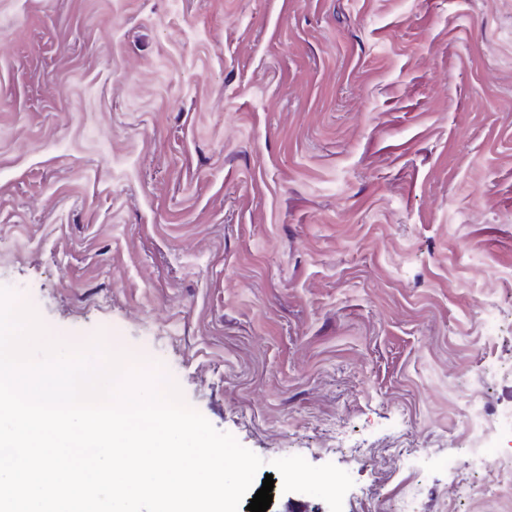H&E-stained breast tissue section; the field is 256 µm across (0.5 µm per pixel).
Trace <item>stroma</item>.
<instances>
[{
	"label": "stroma",
	"mask_w": 512,
	"mask_h": 512,
	"mask_svg": "<svg viewBox=\"0 0 512 512\" xmlns=\"http://www.w3.org/2000/svg\"><path fill=\"white\" fill-rule=\"evenodd\" d=\"M506 271L512 0H0V286L162 370L269 512H512L449 494ZM420 495L421 484L418 481L405 483L392 505V512H416V503Z\"/></svg>",
	"instance_id": "stroma-1"
}]
</instances>
